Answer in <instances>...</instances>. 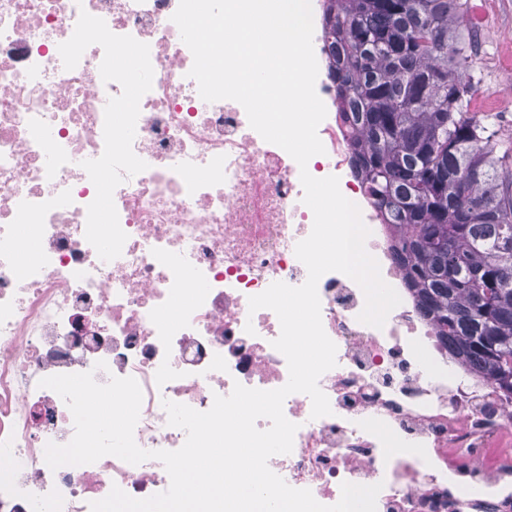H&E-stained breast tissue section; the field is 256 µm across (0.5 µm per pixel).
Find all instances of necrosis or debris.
Listing matches in <instances>:
<instances>
[{
  "instance_id": "obj_1",
  "label": "necrosis or debris",
  "mask_w": 512,
  "mask_h": 512,
  "mask_svg": "<svg viewBox=\"0 0 512 512\" xmlns=\"http://www.w3.org/2000/svg\"><path fill=\"white\" fill-rule=\"evenodd\" d=\"M179 0H0V512H90L119 487L168 489L155 459L114 456L51 469L67 444L56 374L135 378L134 438L176 450L164 401L204 412L234 383L273 390L289 372L277 315L250 311L272 283L297 287L312 230L300 170L232 100L204 101L172 16ZM315 89L327 115L317 178L337 176L370 231L365 247L401 303L377 329L358 319L359 285L318 282L337 365L283 410L291 453L270 469L321 504L341 485L381 484L376 512H512V399L461 366L418 310L390 227L352 166L350 126L330 75L323 0H311ZM32 257H24L21 243ZM253 332H246V325ZM106 369H97V362Z\"/></svg>"
}]
</instances>
